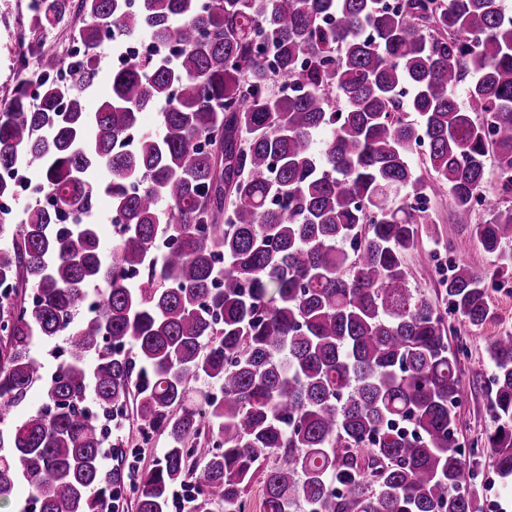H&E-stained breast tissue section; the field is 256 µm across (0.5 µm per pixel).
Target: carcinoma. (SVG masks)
<instances>
[{
  "instance_id": "carcinoma-1",
  "label": "carcinoma",
  "mask_w": 512,
  "mask_h": 512,
  "mask_svg": "<svg viewBox=\"0 0 512 512\" xmlns=\"http://www.w3.org/2000/svg\"><path fill=\"white\" fill-rule=\"evenodd\" d=\"M28 31L78 16L85 59L39 54L34 93L0 111V173L49 199L0 215V497L102 512L103 420L131 391L166 448L131 488L136 512H476L458 449L463 400L451 316L492 319L512 279V15L501 0H31ZM148 37L173 53L113 72L91 112L95 50ZM463 89L465 106L457 100ZM158 112L161 134L138 130ZM498 170L486 179L488 158ZM446 191L499 264H456L446 312L410 288L405 257ZM120 225L98 234L96 200ZM481 198L490 218L475 221ZM167 246L160 249V239ZM101 299L81 317L90 288ZM35 299H26L27 290ZM59 336L51 378L31 355ZM487 436L512 479V336H491ZM215 384L194 404L195 385Z\"/></svg>"
}]
</instances>
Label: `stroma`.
<instances>
[{
  "instance_id": "1",
  "label": "stroma",
  "mask_w": 512,
  "mask_h": 512,
  "mask_svg": "<svg viewBox=\"0 0 512 512\" xmlns=\"http://www.w3.org/2000/svg\"><path fill=\"white\" fill-rule=\"evenodd\" d=\"M30 0H0V100L9 99L17 82L18 60L24 51L20 32L29 17ZM430 212L436 221V233L423 237L416 250L406 257V271L411 287L420 289L436 304L442 303L440 271L449 261L478 263L482 256L472 241L466 225L453 221L448 194L431 197ZM494 318L483 327L470 329L468 350L461 358L464 399L457 410L459 443L464 457L477 461L479 506L481 512H512V482L504 481L490 464V451L485 446L487 435L495 424L488 411L493 364L486 339L512 334V281L504 288L491 291ZM119 437L109 438L114 448L104 470L117 465L149 468L165 446L163 436L144 435L136 419V404L128 402Z\"/></svg>"
}]
</instances>
